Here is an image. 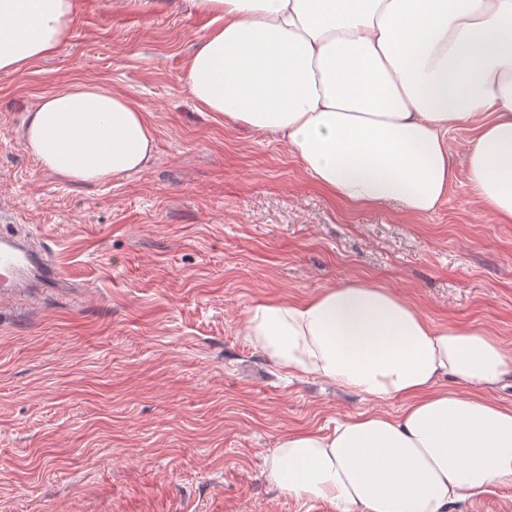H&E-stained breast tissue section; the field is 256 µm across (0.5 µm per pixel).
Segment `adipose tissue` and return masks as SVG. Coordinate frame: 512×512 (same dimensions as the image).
<instances>
[{
	"label": "adipose tissue",
	"instance_id": "adipose-tissue-1",
	"mask_svg": "<svg viewBox=\"0 0 512 512\" xmlns=\"http://www.w3.org/2000/svg\"><path fill=\"white\" fill-rule=\"evenodd\" d=\"M210 22L186 89L206 111L277 136L308 177L359 207L433 213L452 179L449 130H478L467 187L512 224V0H191ZM75 0H0V72L55 55ZM21 138L72 183L143 170L155 130L142 107L92 82L44 95ZM247 336L279 366L376 403L332 432L283 434L269 478L337 512H450L512 485V406L488 398L512 348L485 330L433 327L394 289L350 278L297 302H260ZM450 377L485 390L441 388ZM406 400L401 415L381 406Z\"/></svg>",
	"mask_w": 512,
	"mask_h": 512
}]
</instances>
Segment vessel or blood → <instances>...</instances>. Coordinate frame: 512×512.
I'll list each match as a JSON object with an SVG mask.
<instances>
[{
  "label": "vessel or blood",
  "mask_w": 512,
  "mask_h": 512,
  "mask_svg": "<svg viewBox=\"0 0 512 512\" xmlns=\"http://www.w3.org/2000/svg\"><path fill=\"white\" fill-rule=\"evenodd\" d=\"M59 272L49 254L26 235L0 232V281L15 292L54 287Z\"/></svg>",
  "instance_id": "vessel-or-blood-1"
}]
</instances>
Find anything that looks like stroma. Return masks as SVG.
Returning <instances> with one entry per match:
<instances>
[{"label":"stroma","instance_id":"stroma-1","mask_svg":"<svg viewBox=\"0 0 512 512\" xmlns=\"http://www.w3.org/2000/svg\"><path fill=\"white\" fill-rule=\"evenodd\" d=\"M207 24L171 0H75L55 56L0 72V231L47 243L65 281L0 308V512H334L281 493L270 450L373 404L281 370L245 332L258 302L361 277L512 348V224L466 186L474 128L448 133L432 214L345 206L189 96ZM76 80L143 107L145 169L76 185L25 149L26 112Z\"/></svg>","mask_w":512,"mask_h":512}]
</instances>
